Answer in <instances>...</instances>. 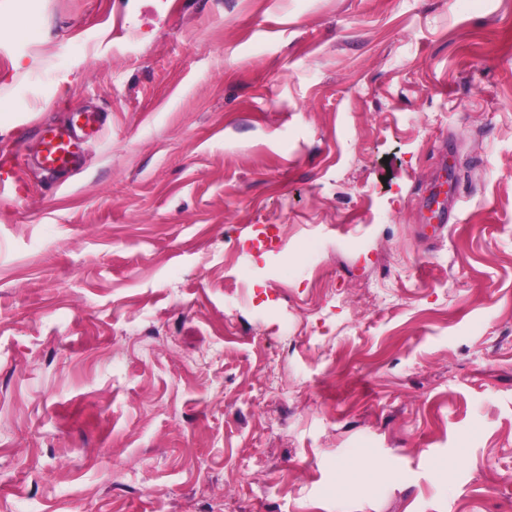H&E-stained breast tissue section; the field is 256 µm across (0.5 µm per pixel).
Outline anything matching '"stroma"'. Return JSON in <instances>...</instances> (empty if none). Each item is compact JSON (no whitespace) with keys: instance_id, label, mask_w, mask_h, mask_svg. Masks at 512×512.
<instances>
[{"instance_id":"obj_1","label":"stroma","mask_w":512,"mask_h":512,"mask_svg":"<svg viewBox=\"0 0 512 512\" xmlns=\"http://www.w3.org/2000/svg\"><path fill=\"white\" fill-rule=\"evenodd\" d=\"M85 110L0 169V512H512V0H0V151ZM100 131L99 120L90 116L81 124L41 127L36 152L38 165L48 174L74 170L79 164L84 142Z\"/></svg>"}]
</instances>
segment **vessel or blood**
I'll return each instance as SVG.
<instances>
[{
    "mask_svg": "<svg viewBox=\"0 0 512 512\" xmlns=\"http://www.w3.org/2000/svg\"><path fill=\"white\" fill-rule=\"evenodd\" d=\"M101 131L99 120L85 119L83 123L41 127L36 152L40 168L49 174L74 170L80 161L87 138Z\"/></svg>",
    "mask_w": 512,
    "mask_h": 512,
    "instance_id": "b4317fda",
    "label": "vessel or blood"
}]
</instances>
